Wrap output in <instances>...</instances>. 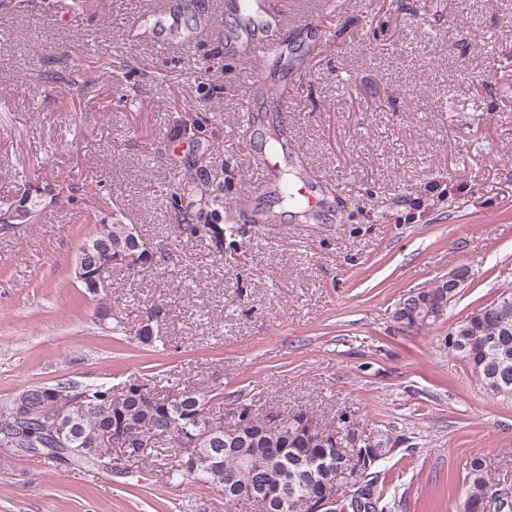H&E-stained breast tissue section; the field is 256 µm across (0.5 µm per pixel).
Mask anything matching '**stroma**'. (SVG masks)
Instances as JSON below:
<instances>
[{
    "label": "stroma",
    "instance_id": "obj_1",
    "mask_svg": "<svg viewBox=\"0 0 512 512\" xmlns=\"http://www.w3.org/2000/svg\"><path fill=\"white\" fill-rule=\"evenodd\" d=\"M146 0L33 13L0 0V403L33 384L180 379L253 411L306 409L386 434L391 512H459L472 459L512 487V401L449 353L448 325L512 289V0H272L309 12L281 32L305 68L287 112L224 42L232 15L182 0L178 28L211 33L168 55L130 31ZM255 105L288 122L321 181L311 220L254 193L237 144ZM224 197L212 214L210 195ZM119 215L156 254L103 298L74 276L87 213ZM271 213L270 224L246 215ZM224 227V245L180 227ZM468 268L445 321L416 335L398 300ZM107 304L120 329L100 324ZM152 324L163 347L141 345ZM0 512H225L209 485L125 458L103 470L0 448Z\"/></svg>",
    "mask_w": 512,
    "mask_h": 512
}]
</instances>
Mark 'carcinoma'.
Listing matches in <instances>:
<instances>
[{
    "label": "carcinoma",
    "mask_w": 512,
    "mask_h": 512,
    "mask_svg": "<svg viewBox=\"0 0 512 512\" xmlns=\"http://www.w3.org/2000/svg\"><path fill=\"white\" fill-rule=\"evenodd\" d=\"M133 225L118 219L95 226L84 240L87 247L86 261L91 265L102 263L107 252H120L129 258L124 267H112V276H125L142 272L153 265V260L143 257L144 242L132 233ZM185 229L193 234H204L224 248V227L219 224H187ZM455 335L446 337L448 352L465 363L485 393L496 400L512 401V332H503L500 314L494 302H489L461 318L454 329ZM129 390L119 393L110 403L99 401L112 386L107 384L78 386L59 382L55 388L65 394L81 390L87 395L88 407L72 408L65 418L74 429L71 453L46 454L51 461L74 460L96 465L89 453L99 445V437L112 426L121 425L133 437L152 433L158 448L177 458L167 468V476L175 482L191 480L215 488L224 496V504L258 492L261 485L279 486L284 494L300 498L317 493L320 486L337 480L340 487L336 512H386L383 501V477L379 464L395 450L389 438H379L365 450L351 455L338 444L336 449L325 450L311 445L303 433L301 422L310 415L306 409H298L279 423L266 426L265 418L256 417L258 426L246 431L234 446H224V436L203 443L197 451V461L211 456L219 457L218 465L204 474L191 472L178 458L175 444L193 430L197 423L210 416H218L229 424L236 418V408L224 409V403L200 388L189 396L172 402L161 411L139 401L131 394L136 382L128 383ZM55 422L33 417L25 427L26 438H51ZM494 484L484 471L480 460L469 464L468 481L462 500V512H486L494 505L495 512H512V501H490L487 495Z\"/></svg>",
    "instance_id": "obj_1"
}]
</instances>
